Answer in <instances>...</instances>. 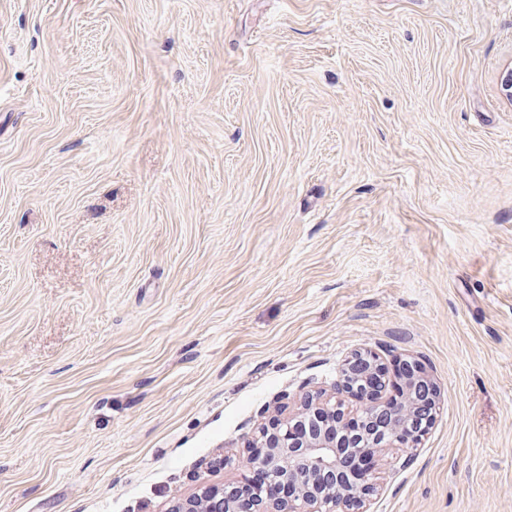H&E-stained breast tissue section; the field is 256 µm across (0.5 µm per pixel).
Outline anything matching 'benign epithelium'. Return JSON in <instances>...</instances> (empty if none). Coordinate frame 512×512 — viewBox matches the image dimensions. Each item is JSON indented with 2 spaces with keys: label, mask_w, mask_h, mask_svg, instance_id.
<instances>
[{
  "label": "benign epithelium",
  "mask_w": 512,
  "mask_h": 512,
  "mask_svg": "<svg viewBox=\"0 0 512 512\" xmlns=\"http://www.w3.org/2000/svg\"><path fill=\"white\" fill-rule=\"evenodd\" d=\"M382 364L379 359L361 352L351 356L342 369V381L338 393L356 394L362 386H375L381 382ZM404 394L401 409L388 406V401L376 395L363 400L354 419L362 430L351 438L336 430L318 431L298 441L293 430L294 419L316 423L326 416L343 414L342 399L336 396L299 397L292 406H282L280 413L269 417L251 442L250 451L243 461L249 470H261L269 480L294 489L292 496L275 501H261L256 512H348L352 503L359 499L358 491L336 483L339 460L347 447L381 459L390 448H415L426 432L434 416L426 418L425 426L419 427L421 410L436 408L438 395L433 377L413 361H405L403 371ZM311 473L323 477L318 488L307 483ZM207 490L197 500L183 504L178 512H236L229 497L213 498Z\"/></svg>",
  "instance_id": "7a95c632"
}]
</instances>
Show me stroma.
<instances>
[{
	"mask_svg": "<svg viewBox=\"0 0 512 512\" xmlns=\"http://www.w3.org/2000/svg\"><path fill=\"white\" fill-rule=\"evenodd\" d=\"M512 0H0V512L237 485L357 351L439 388L364 512H512Z\"/></svg>",
	"mask_w": 512,
	"mask_h": 512,
	"instance_id": "obj_1",
	"label": "stroma"
}]
</instances>
